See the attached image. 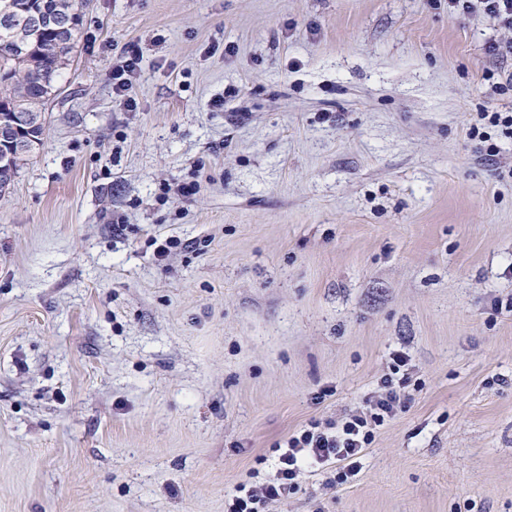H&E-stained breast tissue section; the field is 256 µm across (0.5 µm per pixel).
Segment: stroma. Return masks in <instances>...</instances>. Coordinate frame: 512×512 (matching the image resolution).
Here are the masks:
<instances>
[{"mask_svg":"<svg viewBox=\"0 0 512 512\" xmlns=\"http://www.w3.org/2000/svg\"><path fill=\"white\" fill-rule=\"evenodd\" d=\"M84 13L0 196V512H224L396 350L416 384L359 474L268 512H512V142L471 132L512 110V31L448 0ZM120 64L112 69V90L117 96L126 97L125 104L128 108H134L135 99L128 95L132 88L133 80L137 78L141 70L142 58L139 49L129 47L121 56Z\"/></svg>","mask_w":512,"mask_h":512,"instance_id":"35a3bbf8","label":"stroma"}]
</instances>
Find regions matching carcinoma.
<instances>
[{
	"mask_svg": "<svg viewBox=\"0 0 512 512\" xmlns=\"http://www.w3.org/2000/svg\"><path fill=\"white\" fill-rule=\"evenodd\" d=\"M82 0H0V118L6 125L24 117L31 138L42 141V113L57 92L60 73L70 65L83 26ZM36 12L48 24L25 31V19ZM71 17L60 30L49 19ZM33 151L12 153L3 149L0 194L6 192Z\"/></svg>",
	"mask_w": 512,
	"mask_h": 512,
	"instance_id": "cac0c4a2",
	"label": "carcinoma"
}]
</instances>
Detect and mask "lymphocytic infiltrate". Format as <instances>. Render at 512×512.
I'll return each instance as SVG.
<instances>
[{
	"mask_svg": "<svg viewBox=\"0 0 512 512\" xmlns=\"http://www.w3.org/2000/svg\"><path fill=\"white\" fill-rule=\"evenodd\" d=\"M411 384L408 355L393 352L389 371L381 380V392L367 400L364 411L338 423L313 421L289 435L277 456L274 478L241 489L229 501L226 512H266L270 503L297 491L303 475L318 465L332 469L330 485L348 483L359 473L360 460L377 429L403 409Z\"/></svg>",
	"mask_w": 512,
	"mask_h": 512,
	"instance_id": "obj_1",
	"label": "lymphocytic infiltrate"
}]
</instances>
